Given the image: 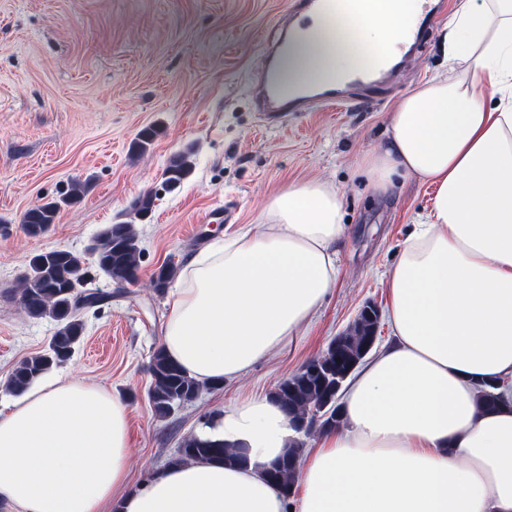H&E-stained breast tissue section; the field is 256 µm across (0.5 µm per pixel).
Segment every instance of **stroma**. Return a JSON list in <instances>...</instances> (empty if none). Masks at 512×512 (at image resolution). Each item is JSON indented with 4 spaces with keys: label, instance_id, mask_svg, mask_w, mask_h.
<instances>
[{
    "label": "stroma",
    "instance_id": "obj_1",
    "mask_svg": "<svg viewBox=\"0 0 512 512\" xmlns=\"http://www.w3.org/2000/svg\"><path fill=\"white\" fill-rule=\"evenodd\" d=\"M293 0H0V407L14 400V367L44 352L57 324L21 303L30 258L66 249L84 262L90 288L108 302L85 312L72 356L53 367L103 387L128 406L129 486L167 467L184 438L211 417L279 383L326 350L368 302L386 308L385 273L435 188L414 179L379 194L364 160L384 139L399 101L447 68L442 22L414 40L382 90L354 89L347 104L311 105L264 122L254 97L267 45L282 36ZM156 135L132 154L142 130ZM193 151V168L170 190L171 158ZM81 182L80 200L50 229L28 235L25 211ZM319 181L342 198L347 240L339 275L311 322L273 356L162 418L149 401V367L161 347L169 292L153 288L164 262L185 268L213 238L266 221L269 201L292 183ZM135 221L143 257L135 283L118 284L89 252L109 224ZM230 212L208 223L216 209ZM133 220V219H132Z\"/></svg>",
    "mask_w": 512,
    "mask_h": 512
}]
</instances>
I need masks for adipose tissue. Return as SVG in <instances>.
<instances>
[{"instance_id":"adipose-tissue-1","label":"adipose tissue","mask_w":512,"mask_h":512,"mask_svg":"<svg viewBox=\"0 0 512 512\" xmlns=\"http://www.w3.org/2000/svg\"><path fill=\"white\" fill-rule=\"evenodd\" d=\"M420 0H336L297 31L288 86L341 81L387 64ZM463 79L405 96L365 161L382 194L398 178L437 188L388 272L396 338L347 383L342 428L300 461L291 494L264 471L297 437L284 409L236 403L198 436L245 465H171L127 489L128 406L63 375L0 413V501L14 512H512V0H454L441 36ZM342 202L292 185L267 221L208 245L171 293L166 354L209 384L277 353L336 282ZM496 382V406L478 402Z\"/></svg>"}]
</instances>
